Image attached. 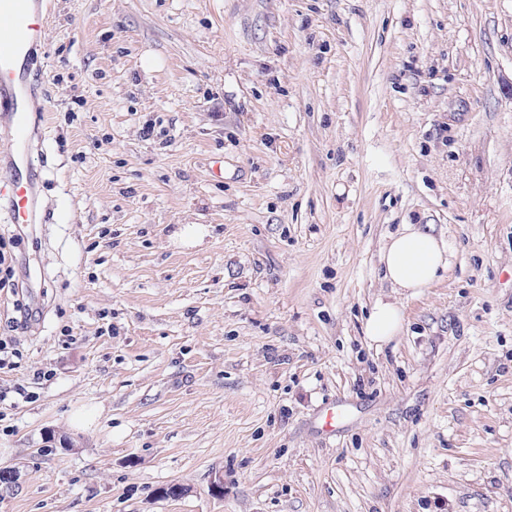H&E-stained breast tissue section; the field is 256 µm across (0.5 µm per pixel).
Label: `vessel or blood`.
Instances as JSON below:
<instances>
[{"label":"vessel or blood","mask_w":512,"mask_h":512,"mask_svg":"<svg viewBox=\"0 0 512 512\" xmlns=\"http://www.w3.org/2000/svg\"><path fill=\"white\" fill-rule=\"evenodd\" d=\"M49 0H0V127L9 129L21 151L9 161L11 180L0 188L15 223L37 221V189L28 148L38 137L31 119L38 86L32 77L34 48L41 42Z\"/></svg>","instance_id":"vessel-or-blood-1"}]
</instances>
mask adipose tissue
I'll list each match as a JSON object with an SVG mask.
<instances>
[{
    "label": "adipose tissue",
    "instance_id": "adipose-tissue-1",
    "mask_svg": "<svg viewBox=\"0 0 512 512\" xmlns=\"http://www.w3.org/2000/svg\"><path fill=\"white\" fill-rule=\"evenodd\" d=\"M380 262L392 288L416 294L431 286L446 270L448 246L427 226L404 224L382 248ZM403 323L400 305L380 299L367 319V333L373 342L384 343L401 331Z\"/></svg>",
    "mask_w": 512,
    "mask_h": 512
}]
</instances>
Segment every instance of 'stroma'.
<instances>
[{"mask_svg": "<svg viewBox=\"0 0 512 512\" xmlns=\"http://www.w3.org/2000/svg\"><path fill=\"white\" fill-rule=\"evenodd\" d=\"M44 37L0 512H512V0H51ZM403 224L449 247L415 296ZM427 224H403L380 252V262L391 288L415 295L448 269V246ZM404 315L396 301L378 299L367 319V333L376 343H385L402 329Z\"/></svg>", "mask_w": 512, "mask_h": 512, "instance_id": "stroma-1", "label": "stroma"}]
</instances>
